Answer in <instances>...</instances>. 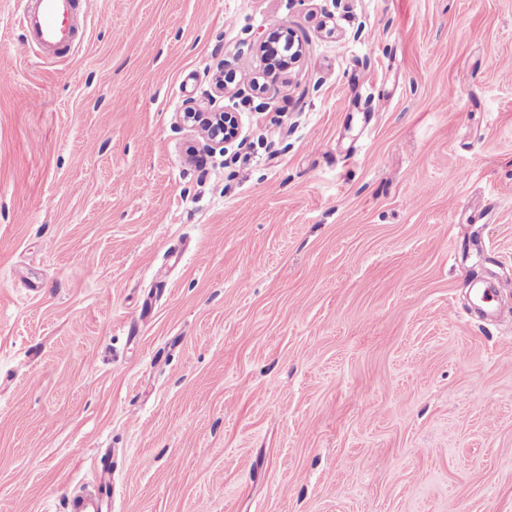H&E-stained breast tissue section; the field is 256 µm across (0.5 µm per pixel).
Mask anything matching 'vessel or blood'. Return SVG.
Wrapping results in <instances>:
<instances>
[{
  "label": "vessel or blood",
  "instance_id": "obj_1",
  "mask_svg": "<svg viewBox=\"0 0 512 512\" xmlns=\"http://www.w3.org/2000/svg\"><path fill=\"white\" fill-rule=\"evenodd\" d=\"M16 19L26 34L21 51L33 50L57 57L80 45L83 33L78 25L80 0H15ZM112 467L101 460L91 490L67 500L69 512H103L112 496Z\"/></svg>",
  "mask_w": 512,
  "mask_h": 512
}]
</instances>
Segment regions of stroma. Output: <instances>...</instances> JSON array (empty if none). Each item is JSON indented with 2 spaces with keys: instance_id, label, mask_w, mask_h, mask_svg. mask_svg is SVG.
Returning <instances> with one entry per match:
<instances>
[{
  "instance_id": "35a3bbf8",
  "label": "stroma",
  "mask_w": 512,
  "mask_h": 512,
  "mask_svg": "<svg viewBox=\"0 0 512 512\" xmlns=\"http://www.w3.org/2000/svg\"><path fill=\"white\" fill-rule=\"evenodd\" d=\"M83 13L24 55L0 0V512L104 455L112 512H512V0ZM273 39L268 38L263 41V43L259 46V48H266L265 52H269L270 55L274 56L273 60H276L278 56L284 57L285 54L289 55V60H296L299 58L301 49L299 48V44H296V40L292 36L287 28L286 33L280 35L279 41H271ZM211 103H213L212 99H207L206 101L190 99L186 102L183 112L178 113L177 119L180 123L184 124L185 120H192L194 122L193 126L200 129L208 146H223L236 139L239 133L235 137L225 138V126L227 123L224 121L226 117L224 112H197L211 106ZM203 127L207 128V130H203Z\"/></svg>"
}]
</instances>
